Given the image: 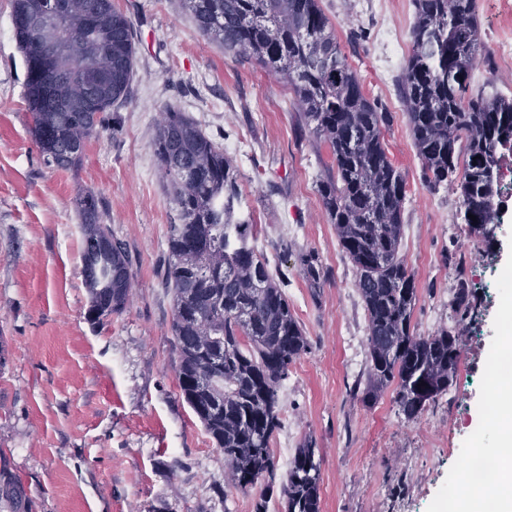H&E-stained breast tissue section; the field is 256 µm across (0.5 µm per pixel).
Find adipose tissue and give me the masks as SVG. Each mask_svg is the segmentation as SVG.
<instances>
[{
  "mask_svg": "<svg viewBox=\"0 0 512 512\" xmlns=\"http://www.w3.org/2000/svg\"><path fill=\"white\" fill-rule=\"evenodd\" d=\"M489 403L497 425V449L505 473L502 478L472 490L464 499L461 512H485L489 502L493 503L494 512H512V386H503Z\"/></svg>",
  "mask_w": 512,
  "mask_h": 512,
  "instance_id": "adipose-tissue-1",
  "label": "adipose tissue"
}]
</instances>
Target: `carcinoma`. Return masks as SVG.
<instances>
[{
  "instance_id": "1",
  "label": "carcinoma",
  "mask_w": 512,
  "mask_h": 512,
  "mask_svg": "<svg viewBox=\"0 0 512 512\" xmlns=\"http://www.w3.org/2000/svg\"><path fill=\"white\" fill-rule=\"evenodd\" d=\"M66 36L84 65L104 78L85 99L76 87L48 90L41 73L61 63L48 43L22 26L14 37L26 66L31 132L46 166L67 170L104 129L106 113L127 99L135 64L131 21L104 0H67ZM199 30L224 53L257 63L291 86L304 130L328 146L333 166L318 189L368 317L362 401L393 388L398 411L417 419L456 380L461 336L443 327L432 336L411 329L418 300L414 273L400 255L405 183L384 147L389 116L368 99L343 54L319 0H183ZM406 64L397 80L424 185H456L464 223L487 240L499 224L501 162L512 155V98L469 92L480 53L476 0H413ZM12 17L41 0H10ZM63 100L78 102L59 111ZM154 149L166 178L175 223L168 225L165 279L173 293L172 329L179 350L178 387L216 447L229 485L259 489L254 512H269L277 462L270 448L281 426L280 388L308 348L280 281L258 252L255 224L240 208L239 171L231 156L192 119L163 110ZM83 235L88 317L122 313L132 288L124 244L104 224L91 191L76 201ZM476 216L471 220L469 215ZM312 288L324 279L310 253L300 256ZM474 292L463 272L450 301L466 316ZM320 461L313 441L295 450L279 493L280 512H320Z\"/></svg>"
}]
</instances>
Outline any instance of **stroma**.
<instances>
[{
  "instance_id": "stroma-1",
  "label": "stroma",
  "mask_w": 512,
  "mask_h": 512,
  "mask_svg": "<svg viewBox=\"0 0 512 512\" xmlns=\"http://www.w3.org/2000/svg\"><path fill=\"white\" fill-rule=\"evenodd\" d=\"M133 25L128 99L106 117L81 162L44 165L29 131L26 66L10 0H0V485L18 489L0 512H253L254 491L228 490L223 453L182 397L164 272L175 216L153 148L164 107L191 116L231 152L241 203L309 341L280 388L289 448L313 440L321 512H445L476 434L496 428L483 405L485 366L511 299L491 300L489 263L512 267V197H502L495 245L470 236L455 187L428 191L396 89L383 31L409 33L413 0H320L365 94L390 115L384 142L406 183L401 255L415 275L412 325L429 336L458 326L457 380L406 420L391 393L364 405L367 317L355 270L322 208L331 153L302 128L292 89L256 63L225 54L179 0H114ZM481 60L470 90L512 97V63L494 45L512 0H477ZM94 192L132 263L125 310L88 317L75 199ZM312 253L326 277L311 288L299 262ZM459 256L475 290L456 320L449 302Z\"/></svg>"
}]
</instances>
